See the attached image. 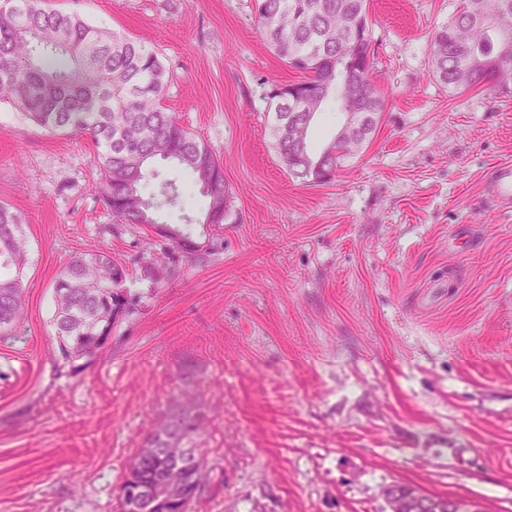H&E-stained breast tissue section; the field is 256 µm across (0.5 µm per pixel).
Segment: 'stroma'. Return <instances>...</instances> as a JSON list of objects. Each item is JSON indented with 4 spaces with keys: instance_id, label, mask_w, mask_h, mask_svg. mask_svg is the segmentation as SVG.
I'll return each instance as SVG.
<instances>
[{
    "instance_id": "stroma-1",
    "label": "stroma",
    "mask_w": 512,
    "mask_h": 512,
    "mask_svg": "<svg viewBox=\"0 0 512 512\" xmlns=\"http://www.w3.org/2000/svg\"><path fill=\"white\" fill-rule=\"evenodd\" d=\"M461 0H371L378 130L308 184L275 150L267 94L297 80L254 0H46L137 38L165 106L222 159L223 224L182 183L194 251L114 218L89 139L0 102V204L27 241L26 309L0 343V512H117L138 448L173 414L207 476L191 512H386L383 490L512 512V90L449 93L431 36ZM126 267L101 349L61 352L53 284L76 253Z\"/></svg>"
}]
</instances>
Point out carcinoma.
<instances>
[{"label": "carcinoma", "mask_w": 512, "mask_h": 512, "mask_svg": "<svg viewBox=\"0 0 512 512\" xmlns=\"http://www.w3.org/2000/svg\"><path fill=\"white\" fill-rule=\"evenodd\" d=\"M267 42L299 80L269 92L275 146L289 174L318 182L321 169L335 175L377 132L385 94L370 80L372 21L369 0H256ZM512 30V0H464L462 10L438 27L431 40L432 76L461 93L491 80L512 87V42L491 26ZM168 73L158 54L139 41L93 26L77 14L45 6V0H5L0 6V101L51 132L87 134L98 150L99 191L112 215L126 224L159 223V213L180 206L179 186L164 180L152 161H169L192 176L208 206L202 224H222L229 188L212 147L168 111ZM310 93L315 113L338 98L369 113L357 147L334 140L302 158L289 119L296 99ZM21 216L0 205V341L14 337L25 314L26 268ZM126 269L107 252L73 257L54 282L53 324L68 356L92 353L112 334L127 310ZM196 432L186 416L170 424L159 448Z\"/></svg>", "instance_id": "carcinoma-1"}]
</instances>
